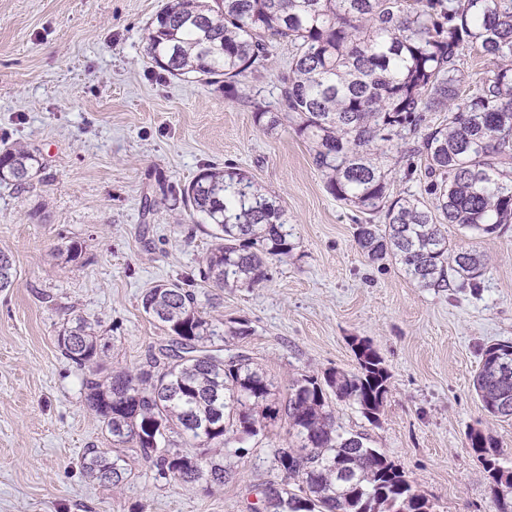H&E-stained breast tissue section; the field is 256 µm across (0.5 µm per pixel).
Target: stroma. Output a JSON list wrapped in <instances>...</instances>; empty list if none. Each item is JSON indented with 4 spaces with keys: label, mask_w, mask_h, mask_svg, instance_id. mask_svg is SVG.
<instances>
[{
    "label": "stroma",
    "mask_w": 512,
    "mask_h": 512,
    "mask_svg": "<svg viewBox=\"0 0 512 512\" xmlns=\"http://www.w3.org/2000/svg\"><path fill=\"white\" fill-rule=\"evenodd\" d=\"M165 0H0V145L40 152L30 189L0 183V250L16 270L0 291V512H249L255 489L280 483L268 460L282 424L231 456L223 486L159 478L135 449L137 473L120 488L83 471L86 449L109 448L84 401V375L56 340L63 324L95 325L104 369H137L167 344L141 306L157 283L199 274L214 240L178 196L210 165L245 171L278 196L293 249L270 261L256 288H227L200 309L252 329L227 347L263 372L282 401L304 374L355 372L353 338L370 340L391 375L378 422L331 398L344 430L374 445L426 494L432 512H493L489 479L467 435L482 430L512 459V418L488 414L473 389L489 345L512 342V227L478 238L454 224L452 245L487 258L477 293L417 287L391 260L369 263L355 238L363 214L336 200L292 127L267 135L250 97L275 102L287 45L225 91L176 78L145 52L144 29ZM155 206L144 213L145 199ZM79 242L91 264L68 260Z\"/></svg>",
    "instance_id": "1"
}]
</instances>
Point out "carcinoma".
I'll return each mask as SVG.
<instances>
[{
  "mask_svg": "<svg viewBox=\"0 0 512 512\" xmlns=\"http://www.w3.org/2000/svg\"><path fill=\"white\" fill-rule=\"evenodd\" d=\"M291 49L276 109L250 98L254 123L271 133L289 123L310 143L313 164L336 199L370 216L356 225L357 246L375 263L391 258L420 288L481 287L482 253L457 249L436 215L488 237L512 224V0H167L144 33L147 55L174 77L230 86L267 60L269 39ZM474 45L495 69L470 96L460 95L462 52ZM431 112L448 113L434 126ZM424 161L430 209L414 194L393 195L381 158ZM42 170L39 150L0 148V182L23 190ZM190 216L213 227L214 245L199 268L209 288H254L268 260L292 250V227L279 198L244 171L208 167L182 191ZM381 223H374V219ZM0 251V290L13 283ZM146 315L172 334L146 369L100 375L104 352L92 324L78 318L57 336L60 354L79 370L85 402L112 447L89 448L82 467L114 487L135 477L124 448L139 450L161 478L222 486L232 474L224 449L281 420L291 442L272 450L285 483L262 490L254 512H431L429 499L364 433L336 425L327 391L379 420L390 373L372 343L355 338L354 373L303 375L286 400L270 390L251 358L224 349V335L248 336L245 322L199 310L195 281L156 284L141 299ZM512 343L484 352L473 386L490 415L512 417ZM468 448L490 479L494 512H512V466L479 429Z\"/></svg>",
  "mask_w": 512,
  "mask_h": 512,
  "instance_id": "1",
  "label": "carcinoma"
}]
</instances>
